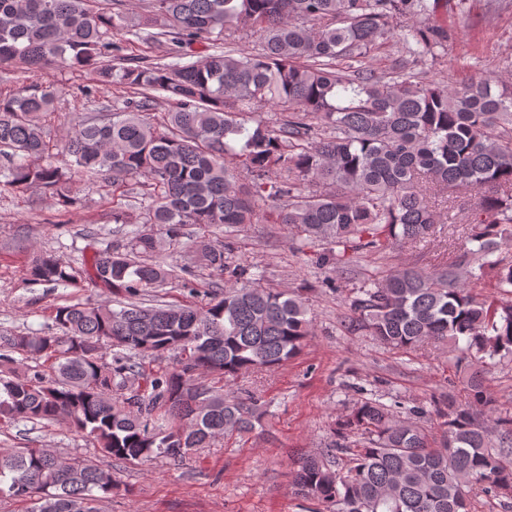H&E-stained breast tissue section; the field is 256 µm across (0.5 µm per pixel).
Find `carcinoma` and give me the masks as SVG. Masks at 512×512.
Returning <instances> with one entry per match:
<instances>
[{
  "instance_id": "1",
  "label": "carcinoma",
  "mask_w": 512,
  "mask_h": 512,
  "mask_svg": "<svg viewBox=\"0 0 512 512\" xmlns=\"http://www.w3.org/2000/svg\"><path fill=\"white\" fill-rule=\"evenodd\" d=\"M433 10L427 0H142L139 12L119 0H0V64L23 73L0 89V189L69 208L76 182L99 179L116 198L113 223L159 228L96 252L88 269L33 257L35 283L87 279L127 303L66 304L52 332L1 333L0 422L63 424L141 463L180 462L218 436L253 432L257 399L221 382L301 352L311 289L264 288L233 260L234 241L202 237L191 248L213 277L208 302L144 298L178 280L162 252L181 245L182 227L282 224L319 243V265L339 268L350 251L380 256L429 240L465 188L478 199L463 248L453 239L445 260L352 289L340 324L392 350L447 347L474 368L466 401L433 399L402 418L363 397L321 452L293 460L292 485L332 512H470L479 494L511 499L512 413L483 374L512 358V262L496 256L512 240V84L489 75L426 85L404 63L370 65L397 15L412 21L402 48L436 56L446 35L429 22ZM244 40L254 51L237 49ZM141 43L166 54L131 52ZM51 65L92 75L89 98L113 85L126 97L54 138L46 123L58 89L37 78ZM160 99L168 111H155ZM489 273L494 292L476 291ZM165 353L173 368L144 366ZM16 354L29 377L15 376ZM432 417L438 445L418 422ZM119 485L94 461L48 448L0 454V495L31 512H99Z\"/></svg>"
}]
</instances>
